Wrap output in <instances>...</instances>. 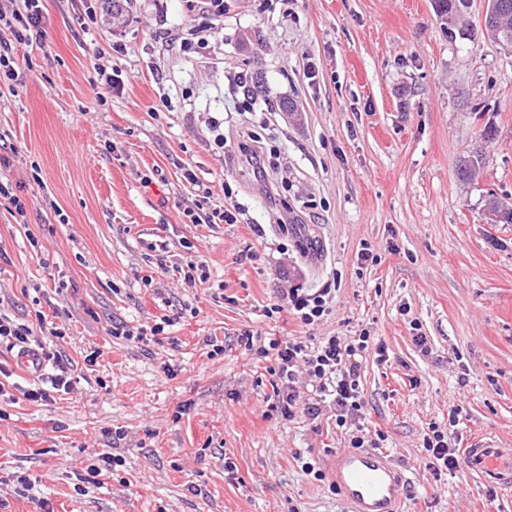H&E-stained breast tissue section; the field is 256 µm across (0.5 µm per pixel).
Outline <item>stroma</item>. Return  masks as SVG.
Segmentation results:
<instances>
[{
	"instance_id": "1",
	"label": "stroma",
	"mask_w": 512,
	"mask_h": 512,
	"mask_svg": "<svg viewBox=\"0 0 512 512\" xmlns=\"http://www.w3.org/2000/svg\"><path fill=\"white\" fill-rule=\"evenodd\" d=\"M119 2L116 19L108 0H41L44 42L18 81L0 74V181L25 203L0 198V313L61 328L46 342L76 380L47 406L0 401V512H350L302 469L329 470L348 434L270 408L258 349L303 335L271 311L292 283L334 295L314 335L365 328L386 349L360 363L362 421L407 478L402 512H512V492L467 468L435 479L422 447L460 402L457 448H512V224L486 211L512 199V52L481 34L484 0L472 38L449 35L434 0H224L191 44L190 0ZM102 71L125 86L99 102ZM239 76L262 93L243 97ZM247 132L268 180L237 150ZM231 202L234 224L188 216ZM165 314L160 340L112 334ZM101 453L126 464L81 483Z\"/></svg>"
}]
</instances>
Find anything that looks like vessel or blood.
<instances>
[{
    "label": "vessel or blood",
    "mask_w": 512,
    "mask_h": 512,
    "mask_svg": "<svg viewBox=\"0 0 512 512\" xmlns=\"http://www.w3.org/2000/svg\"><path fill=\"white\" fill-rule=\"evenodd\" d=\"M468 469L506 490H512V448L480 440L464 450ZM334 482L351 512H400L406 483L386 454L368 448H348L332 461Z\"/></svg>",
    "instance_id": "obj_1"
}]
</instances>
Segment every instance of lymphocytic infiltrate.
Here are the masks:
<instances>
[{"instance_id":"f902f5d3","label":"lymphocytic infiltrate","mask_w":512,"mask_h":512,"mask_svg":"<svg viewBox=\"0 0 512 512\" xmlns=\"http://www.w3.org/2000/svg\"><path fill=\"white\" fill-rule=\"evenodd\" d=\"M0 27L10 30L12 37L0 39V73L9 80H17L15 68L20 53L45 35L39 0H13L10 10L0 9ZM331 291L327 288L308 292L293 288L288 292L286 305H273V312L288 310L304 325L310 326L331 312ZM0 344L20 354L35 355L41 364L52 365L54 372L46 380L38 381L23 390L25 400L39 405L55 402L57 396L71 393L75 380L69 371V362L61 352L37 343L31 326L0 314ZM372 344L369 331L351 336H294L284 341L271 340L275 350L278 383L275 407L282 416L291 418L303 412L311 420H318L324 411H332L338 428L348 430L350 445L354 448L383 447L384 432L367 434L360 419L364 401L360 391L359 360ZM427 454L425 466L434 476L458 468L456 450L448 440L447 429L430 426L423 437Z\"/></svg>"}]
</instances>
